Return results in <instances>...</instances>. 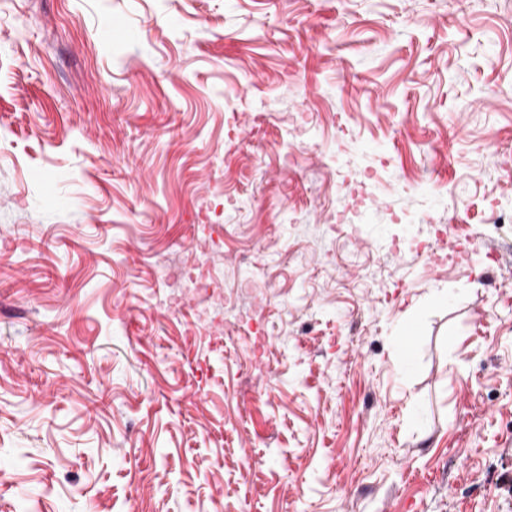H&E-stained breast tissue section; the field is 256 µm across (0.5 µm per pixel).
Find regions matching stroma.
I'll return each instance as SVG.
<instances>
[{
	"instance_id": "1",
	"label": "stroma",
	"mask_w": 512,
	"mask_h": 512,
	"mask_svg": "<svg viewBox=\"0 0 512 512\" xmlns=\"http://www.w3.org/2000/svg\"><path fill=\"white\" fill-rule=\"evenodd\" d=\"M510 212L512 0H0V512H512Z\"/></svg>"
}]
</instances>
